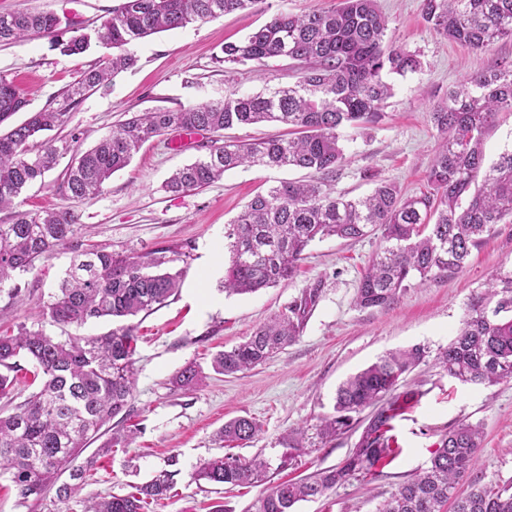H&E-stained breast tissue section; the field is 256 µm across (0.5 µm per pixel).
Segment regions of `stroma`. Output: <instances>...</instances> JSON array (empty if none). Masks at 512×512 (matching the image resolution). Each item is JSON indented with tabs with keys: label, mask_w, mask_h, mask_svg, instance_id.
Wrapping results in <instances>:
<instances>
[{
	"label": "stroma",
	"mask_w": 512,
	"mask_h": 512,
	"mask_svg": "<svg viewBox=\"0 0 512 512\" xmlns=\"http://www.w3.org/2000/svg\"><path fill=\"white\" fill-rule=\"evenodd\" d=\"M337 0H259L249 10L208 22L148 36L131 47L137 62L120 73L108 88L86 95L61 128L39 136L35 144H52L60 158L44 184L22 195L21 207L75 211L89 238L115 252L146 253L178 244L185 255L171 262L181 272V287L169 302L138 323L136 385L131 421L139 432L128 448L99 455L81 497L124 494L159 472L175 469L174 485L153 512H254L266 487H229L199 483L191 474L200 463L222 455L214 442L224 422L236 417L255 420L260 431L238 456L262 455L277 466L276 480L310 475L339 464L358 439L350 431L336 439L312 441L298 468L279 469L287 442L297 428L315 425L333 408L338 387L351 375L387 353L416 344L431 359L411 375L422 395L406 405L392 434L399 450L379 475L337 487L319 499L298 503L295 512H381L399 483L427 467L448 428L461 421L478 425L483 438L478 461L459 484L471 487L512 482V380L492 386L461 384L436 366L433 357L454 338L474 298L497 274L512 270V224L496 225L460 270L438 278L412 277L385 308L361 309L354 299L363 269L381 243L380 235L361 240L328 238L305 252L293 281L253 294L227 295L221 289L230 264L227 232L232 221L260 190L280 181L305 180L309 173L294 169L239 167L222 180L187 194L165 193L162 185L177 168L206 156L214 141L208 133L184 151L170 148L168 137L144 144L124 169L115 172L98 198L79 201L58 189L59 178L73 156L81 154L132 112L177 109L229 94H254L291 83L286 60H268L263 72L253 64L219 63L224 42L244 39L280 11L302 13L336 4ZM119 0H0V13L51 11L62 20V31L94 28L112 14ZM389 20V34L418 54L421 66L390 76L393 93L381 120L366 129L344 130L346 161L336 176V189L350 197L371 192L376 181L394 183L402 194L427 189V170L441 138L430 112L467 75L493 69L512 59V40L496 42L475 53L439 35L421 12V0H377ZM99 44L84 54L68 56L51 38L34 35L0 44V74L13 80L29 99L27 112L60 98L78 73L111 55ZM16 113L13 123L25 120ZM70 263L69 252L37 262L18 276L13 287L0 289V330L41 327L51 335L96 336L112 323L93 320L61 329L40 323L38 307L49 300ZM319 299L299 339L285 351L235 376L217 374L213 355L241 342L257 326L278 314L309 288ZM196 365L202 382L176 389L172 378Z\"/></svg>",
	"instance_id": "stroma-1"
}]
</instances>
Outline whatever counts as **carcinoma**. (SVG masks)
Here are the masks:
<instances>
[{
	"label": "carcinoma",
	"instance_id": "carcinoma-1",
	"mask_svg": "<svg viewBox=\"0 0 512 512\" xmlns=\"http://www.w3.org/2000/svg\"><path fill=\"white\" fill-rule=\"evenodd\" d=\"M259 0H122L112 16L92 32L59 40L52 12L0 13V43L42 35L56 39L63 53L79 55L94 43L116 53L81 72L56 108L30 113L21 124L0 132V209L29 186L45 179L59 151L31 141L41 131L64 125L87 93L107 84L135 63L127 46L152 34L184 28L252 8ZM425 20L445 37L485 52L512 39V0H421ZM388 19L376 0H340L328 10L276 13L244 40L226 42L219 61H290L296 81L255 95L225 96L181 107L135 113L73 158L59 190L77 200L100 196L112 174L125 168L147 142L184 128L219 132L234 126L276 122L289 137L255 142L224 141L203 159L176 170L165 191L186 194L207 187L240 166L310 169L317 181H288L257 193L231 224V263L224 276L229 294L254 293L292 279L305 250L327 237L358 240L377 231L382 244L372 253L359 280L355 305L384 308L411 277L435 278L464 267L471 248L497 224L512 223V150L486 164L483 139L499 113L512 112V63L467 76L434 106L431 119L442 136L427 173V192L403 196L385 180L371 194L349 199L328 179L346 160L341 131L377 123L391 96L389 74L420 67L417 55L387 37ZM28 100L0 74V126L27 111ZM60 249L70 265L42 310L62 326L80 327L93 319L118 323L98 336H52L44 329L0 333V398H9L16 373L36 386L20 403L0 411V473L9 475L19 503L39 512L45 494L57 486L60 502L75 498L94 468V457L76 460L95 442L99 450L127 448L134 432L112 427L131 412L135 388L136 326L129 319L164 305L178 292L180 274L161 266L176 247L149 253H112L83 240L79 215L72 210L16 211L0 224V289L16 274ZM317 301L313 289L255 329L244 341L218 351L212 369L233 375L248 371L284 350L300 336ZM427 356L413 345L389 353L348 378L337 389L333 411L318 419L316 437L332 440L361 428L354 448L339 464L270 487L255 512H293L294 506L338 486L376 475L393 456L389 432L403 405L419 398L407 376ZM448 376L463 383L494 385L512 379V271L494 278L471 304L448 347L437 355ZM31 368L22 366V363ZM199 372L189 366L174 386L189 388ZM258 432L257 423L238 417L217 432L221 442L242 447ZM306 430L297 429L280 466L305 450ZM482 432L460 423L448 429L430 464L401 483L382 512H512V483L481 487L466 495L457 486L477 461ZM270 463L227 454L207 460L192 473L196 481L242 486L263 481ZM70 482L57 484L64 472ZM173 474L165 473L125 495L83 501L81 512H147L167 498Z\"/></svg>",
	"mask_w": 512,
	"mask_h": 512
}]
</instances>
